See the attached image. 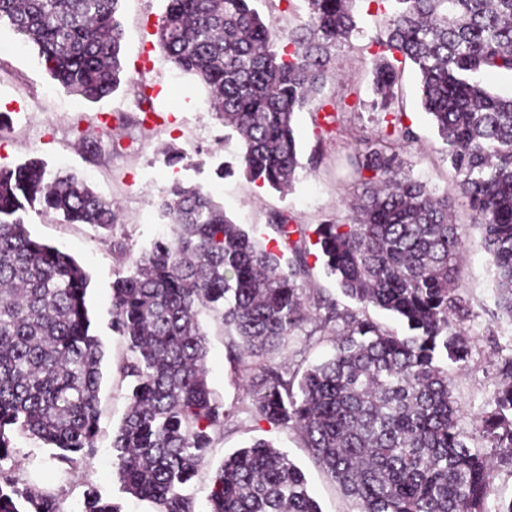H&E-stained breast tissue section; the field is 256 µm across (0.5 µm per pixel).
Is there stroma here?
<instances>
[{"label":"stroma","instance_id":"35a3bbf8","mask_svg":"<svg viewBox=\"0 0 512 512\" xmlns=\"http://www.w3.org/2000/svg\"><path fill=\"white\" fill-rule=\"evenodd\" d=\"M164 0H120L118 19L123 29L122 64L126 76L118 91L91 103L70 95L51 79L37 50L25 44L9 27H0V164L16 166L38 158L49 171L76 172L105 199L112 201L118 222L111 233L87 224H71L55 213L29 212L26 222L32 235L69 253L88 273L87 305L91 332L100 339L104 360L100 389V433L96 452L72 471L51 459L40 440L13 438L11 463L22 482L56 494L64 512H77L83 493L96 488L104 497L120 500L123 512H150L148 504L120 491L112 457V432L128 405V382L120 367L130 352L126 341L113 332L112 283L126 275L129 254L150 248L152 241L169 232L168 218L158 203L173 182L209 189L226 214L262 239L274 238L269 225L272 213L289 217L291 223L316 225L327 219H346L344 196L361 195L365 186L345 180L336 169V158L345 154L353 136L373 135L382 126L381 115L365 109L341 113L343 138L327 136L323 114L309 107L295 119L302 168L291 191L279 193L261 181L248 179L236 159V137L224 128L206 104V91L190 75L180 72L164 55L153 35L163 12ZM265 21L280 34H288L305 18L303 0H257ZM355 16L360 29L350 41L332 50L333 67L342 82H327L322 96L331 100L347 93L361 99L372 97L371 76L362 49L382 23L375 0H357ZM401 92L406 121L420 140V149L406 154L405 171L440 194L452 197L458 233L465 246L459 274V292L470 307L462 331L472 348L464 370H452L454 395L460 406L458 427L468 444L484 447L474 427L475 418L499 383V357L512 354V322L497 317L493 273L481 248L480 232L472 212L456 191V177L444 154L429 115L417 96V74L405 67ZM153 100L154 114L138 108L141 94ZM183 156L168 165L166 153ZM229 174H221L223 166ZM207 334V380L214 396L224 404V427L213 436L210 465L191 485L196 512H207V496L215 467L225 455L258 439L273 441L287 452L308 479L312 497L322 512H359L323 471L299 435L256 421L247 413L248 399L236 361L238 338L224 329L211 312L200 316ZM313 328L305 323L290 337L285 350L275 354L284 369L306 367L324 359L332 350L330 339L306 341Z\"/></svg>","mask_w":512,"mask_h":512}]
</instances>
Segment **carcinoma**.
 I'll return each instance as SVG.
<instances>
[{"label":"carcinoma","mask_w":512,"mask_h":512,"mask_svg":"<svg viewBox=\"0 0 512 512\" xmlns=\"http://www.w3.org/2000/svg\"><path fill=\"white\" fill-rule=\"evenodd\" d=\"M119 2L0 0V26L37 47L65 92L97 102L123 80ZM304 2L306 19L286 37L254 0H167L154 31L235 133L247 177L281 192L301 167L295 114L329 105L319 95L335 78L331 49L359 32L356 0ZM380 4L383 29L366 45L374 97L357 106L391 116L389 130L338 157L348 179L376 187L347 222L314 230L328 273L358 307L307 295L308 252L292 238L303 225L275 216L276 249L263 248L209 191L180 183L158 203L170 234L112 283V329L131 352L121 367L130 404L112 455L121 492L153 512H196L188 489L224 427V404L207 382L203 308L240 338L251 414L298 431L360 512H489L492 472L512 464V356L499 361L502 381L476 418L489 450L469 447L457 428L460 407L441 362L464 367L471 358L460 330L469 317L458 287L464 246L448 195L403 171L417 136L399 91L410 63L480 230L497 310L512 322V94L480 79L488 69L512 72V0ZM29 209L108 233L117 215L75 174L53 175L38 159L0 166V462L12 458L18 432L72 468L98 438L103 351L89 334L88 274L31 235ZM368 306L396 315L406 333L382 329ZM311 320L330 329L333 352L286 378L271 355ZM207 501L208 512H321L304 473L264 439L224 458ZM0 512L63 510L0 465ZM80 512L123 506L90 487Z\"/></svg>","instance_id":"1"}]
</instances>
